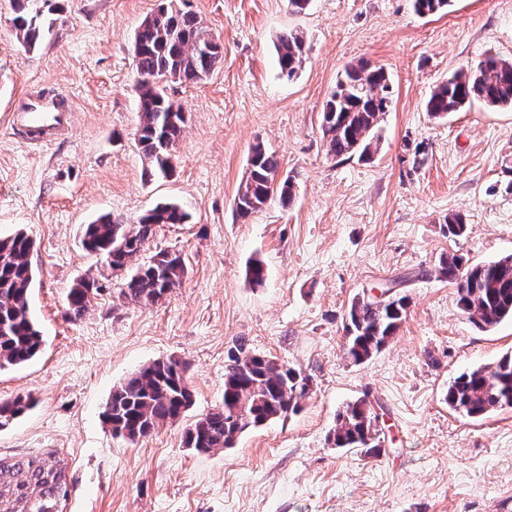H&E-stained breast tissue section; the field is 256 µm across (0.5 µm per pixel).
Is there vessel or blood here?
Here are the masks:
<instances>
[{"label":"vessel or blood","mask_w":512,"mask_h":512,"mask_svg":"<svg viewBox=\"0 0 512 512\" xmlns=\"http://www.w3.org/2000/svg\"><path fill=\"white\" fill-rule=\"evenodd\" d=\"M73 112L74 105L67 96L27 91L14 101L8 127L26 144L48 146L69 132Z\"/></svg>","instance_id":"obj_1"}]
</instances>
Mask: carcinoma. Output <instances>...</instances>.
<instances>
[{
	"mask_svg": "<svg viewBox=\"0 0 512 512\" xmlns=\"http://www.w3.org/2000/svg\"><path fill=\"white\" fill-rule=\"evenodd\" d=\"M449 0H412L415 13L426 17L444 11ZM50 0H13L11 23L28 52L40 46L53 28ZM282 75L291 79L305 61V42L297 32L280 33L274 42ZM135 91L140 124L135 141L148 167L147 177L174 175L171 151L186 125L182 108L168 95L169 84H198L211 75L223 58L220 40L211 36L193 13L160 5L133 36ZM512 108V61L488 56L476 66L436 85L426 111L436 117L462 112L473 103ZM392 104L389 76L384 68L361 62L350 64L323 104L321 129L327 154L371 159L378 149L383 115ZM274 197L288 206L295 197L294 177L280 175L279 160L257 141L251 146L248 175L235 199L245 219L261 211ZM188 214L175 202H159L131 228L112 215L85 225L82 247L107 261L114 271L126 272L124 296L142 304H156L179 287L185 274L180 255L160 252L149 262L139 261L142 246L161 224H184ZM467 224L453 214L443 225L446 234L460 237ZM33 241L23 232L0 239V372L22 366L42 350V332L30 312L36 279L29 255ZM439 274L454 283L461 311L478 328L512 320V255L490 263L467 265L458 256H444ZM97 283L82 278L67 293L70 313L78 317L98 293ZM408 297L398 292L381 300L355 298L348 310L346 357L360 364L380 352L396 334L407 314ZM310 378L273 358L254 354L241 344L231 353L224 371V405L192 422L184 444L199 454L230 448L245 432L299 409L308 394ZM448 407L461 416L482 419L512 408V355L492 366L462 372L448 384ZM192 406L186 366L174 358L156 360L116 386L103 416L112 435L137 441L165 423L184 417ZM31 407L17 397L0 403V428L7 427ZM381 436L377 416L367 399L345 406L336 418L329 440L338 448H363L378 454ZM49 458L0 456V512H59L62 484L51 478Z\"/></svg>",
	"mask_w": 512,
	"mask_h": 512,
	"instance_id": "cac0c4a2",
	"label": "carcinoma"
}]
</instances>
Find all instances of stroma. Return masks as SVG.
Masks as SVG:
<instances>
[{"mask_svg": "<svg viewBox=\"0 0 512 512\" xmlns=\"http://www.w3.org/2000/svg\"><path fill=\"white\" fill-rule=\"evenodd\" d=\"M160 0H61L43 45L27 53L0 0V91L41 89L74 103L75 128L52 145L23 143L0 111V238L35 242L31 312L39 356L0 373V401L32 408L0 430V454L56 453L66 464L63 512H512V408L472 421L449 410L448 383L512 353V321L477 329L438 275L441 257L471 263L512 254V108L425 110L448 74L492 54L512 60V0H451L417 16L411 0H172L219 37L209 79L176 85L187 123L167 180L145 177L131 43ZM297 30L305 63L281 76L274 41ZM384 67L393 88L373 159L327 156L322 104L344 68ZM263 142L296 178L290 206L235 214L249 150ZM188 212L156 228L143 260L181 254V288L141 306L123 273L81 248L82 230L109 213L135 225L156 203ZM459 213L465 235H445ZM262 262L253 283L247 269ZM100 290L79 318L67 293ZM397 284L409 298L391 342L361 364L344 354L354 297ZM310 377L297 412L209 454L185 448L189 424L224 400L238 344ZM187 366L185 417L130 443L102 417L117 386L151 362ZM368 397L385 435L380 456L328 441L346 403ZM100 287L95 280L82 278L71 286L67 293V304L70 313L74 317H79L85 311L90 303V294L98 293Z\"/></svg>", "mask_w": 512, "mask_h": 512, "instance_id": "obj_1", "label": "stroma"}]
</instances>
